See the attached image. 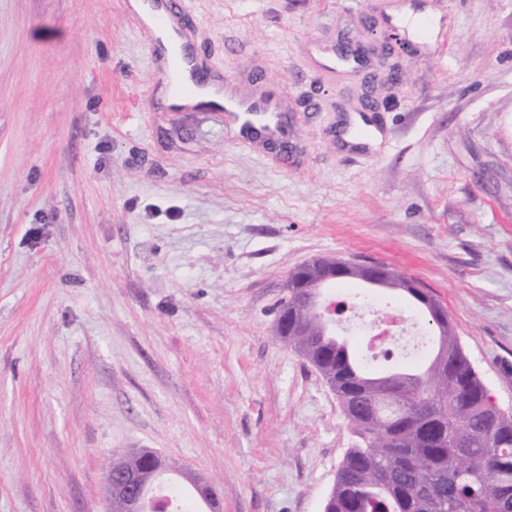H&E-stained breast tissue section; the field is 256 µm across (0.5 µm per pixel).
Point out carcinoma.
Returning <instances> with one entry per match:
<instances>
[{"mask_svg":"<svg viewBox=\"0 0 512 512\" xmlns=\"http://www.w3.org/2000/svg\"><path fill=\"white\" fill-rule=\"evenodd\" d=\"M310 327L286 343L319 371L362 443L346 454L324 512H512V413L492 395L452 325L423 370H371L323 332L300 291L276 303Z\"/></svg>","mask_w":512,"mask_h":512,"instance_id":"cac0c4a2","label":"carcinoma"}]
</instances>
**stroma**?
Instances as JSON below:
<instances>
[{"label": "stroma", "instance_id": "35a3bbf8", "mask_svg": "<svg viewBox=\"0 0 512 512\" xmlns=\"http://www.w3.org/2000/svg\"><path fill=\"white\" fill-rule=\"evenodd\" d=\"M407 6L446 31L386 44ZM175 16L240 96L285 94V147L161 110L127 0H0V512H109L130 448L211 479L223 512H322L355 437L273 311L316 258L424 282L512 413V0ZM314 41L367 58L325 73ZM362 111L382 134L357 154Z\"/></svg>", "mask_w": 512, "mask_h": 512}]
</instances>
